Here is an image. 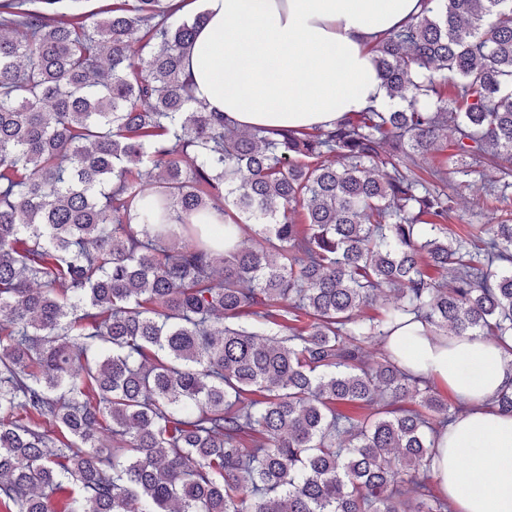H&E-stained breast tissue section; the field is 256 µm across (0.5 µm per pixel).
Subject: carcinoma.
<instances>
[{
    "label": "carcinoma",
    "instance_id": "carcinoma-1",
    "mask_svg": "<svg viewBox=\"0 0 512 512\" xmlns=\"http://www.w3.org/2000/svg\"><path fill=\"white\" fill-rule=\"evenodd\" d=\"M179 10L0 0V505L451 512L448 403L365 347L512 353V224L447 227L450 172L509 200L512 0H423L372 47L394 105L311 130L197 103Z\"/></svg>",
    "mask_w": 512,
    "mask_h": 512
}]
</instances>
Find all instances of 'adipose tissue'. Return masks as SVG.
Here are the masks:
<instances>
[{
  "mask_svg": "<svg viewBox=\"0 0 512 512\" xmlns=\"http://www.w3.org/2000/svg\"><path fill=\"white\" fill-rule=\"evenodd\" d=\"M208 21L189 54L194 95L240 128L331 127L384 107L370 50L421 0H203ZM412 375L442 380L461 403L432 461L456 512H512V414L485 403L512 388V355L480 337L387 342Z\"/></svg>",
  "mask_w": 512,
  "mask_h": 512,
  "instance_id": "adipose-tissue-1",
  "label": "adipose tissue"
}]
</instances>
